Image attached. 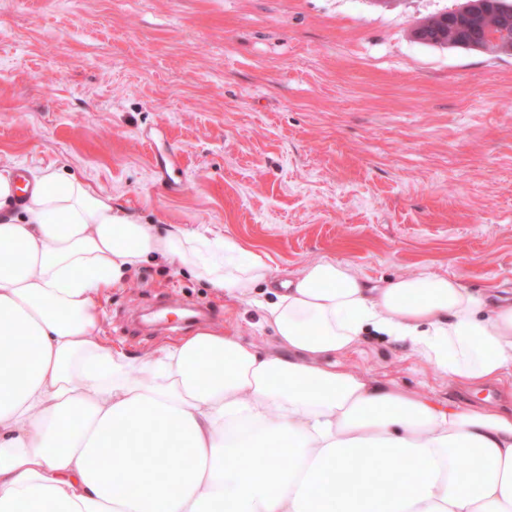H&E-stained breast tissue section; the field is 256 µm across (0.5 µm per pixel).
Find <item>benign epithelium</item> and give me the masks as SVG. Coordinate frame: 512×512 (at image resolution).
Instances as JSON below:
<instances>
[{
    "label": "benign epithelium",
    "instance_id": "obj_1",
    "mask_svg": "<svg viewBox=\"0 0 512 512\" xmlns=\"http://www.w3.org/2000/svg\"><path fill=\"white\" fill-rule=\"evenodd\" d=\"M446 28L435 26L429 28L423 24L414 29L416 39L431 44L445 43L450 46H466L480 50L491 47L499 53H512V41L508 39L494 40L486 43L478 38V34L486 30L490 23V12L485 0H465L456 10L442 16Z\"/></svg>",
    "mask_w": 512,
    "mask_h": 512
}]
</instances>
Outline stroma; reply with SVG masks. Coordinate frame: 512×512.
<instances>
[{
    "instance_id": "stroma-1",
    "label": "stroma",
    "mask_w": 512,
    "mask_h": 512,
    "mask_svg": "<svg viewBox=\"0 0 512 512\" xmlns=\"http://www.w3.org/2000/svg\"><path fill=\"white\" fill-rule=\"evenodd\" d=\"M462 0H0V163L76 175L158 227L271 257L279 280L346 259L512 289V55L415 41ZM207 326L275 352L258 311L162 257L104 302L135 355ZM348 370L465 405L409 342L369 333Z\"/></svg>"
}]
</instances>
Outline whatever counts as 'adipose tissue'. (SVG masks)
<instances>
[{
  "mask_svg": "<svg viewBox=\"0 0 512 512\" xmlns=\"http://www.w3.org/2000/svg\"><path fill=\"white\" fill-rule=\"evenodd\" d=\"M0 164V512H512V409L441 405L336 362L368 332L512 397V301L437 272L368 282L159 230L48 167ZM162 256L258 308L280 352L201 328L146 355L101 296ZM474 466H464L465 457Z\"/></svg>",
  "mask_w": 512,
  "mask_h": 512,
  "instance_id": "1",
  "label": "adipose tissue"
}]
</instances>
